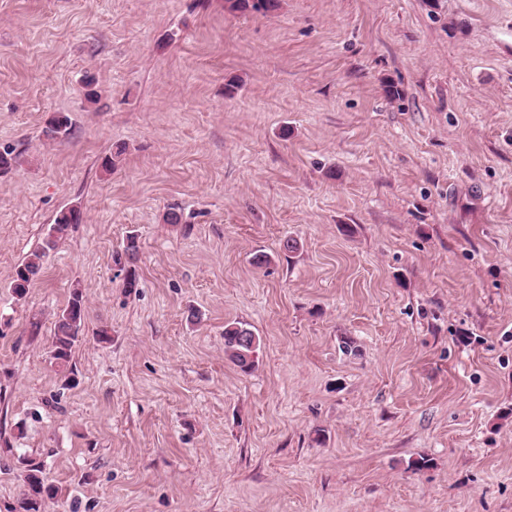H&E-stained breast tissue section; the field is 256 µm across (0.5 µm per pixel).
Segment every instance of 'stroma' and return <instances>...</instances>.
<instances>
[{
  "label": "stroma",
  "mask_w": 512,
  "mask_h": 512,
  "mask_svg": "<svg viewBox=\"0 0 512 512\" xmlns=\"http://www.w3.org/2000/svg\"><path fill=\"white\" fill-rule=\"evenodd\" d=\"M3 147L0 512H512V0H0ZM83 221V214L77 208L71 207L61 210L55 217L50 231L45 238L44 246L41 250L32 253L27 260L15 267L11 275L10 287L17 299H23L28 292L31 284L38 278L43 266V258L46 252L53 250L59 241L68 233L73 224H79ZM139 248L140 246L137 237L135 235L128 236L122 252L117 253L115 256L116 263L121 264L123 261L124 265L127 264L129 266L125 280V288H127L129 292L134 291L139 286L135 268L132 269V265H134L137 260ZM85 300L82 292L73 289L66 307L57 316L51 346V358L58 370L64 373L66 384L74 381L70 365L72 350L79 340V333L85 320ZM261 339L242 322L224 326V355L242 372H251L256 366ZM21 465L24 492L18 501V506L12 508L14 512H42L45 501L55 499L58 488L47 483L43 474L42 464L33 458H19Z\"/></svg>",
  "instance_id": "1"
}]
</instances>
